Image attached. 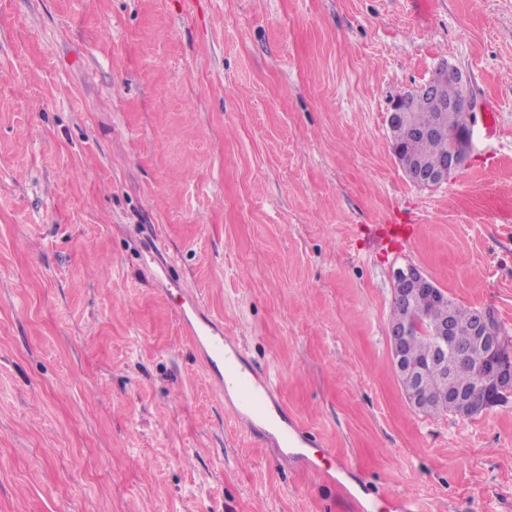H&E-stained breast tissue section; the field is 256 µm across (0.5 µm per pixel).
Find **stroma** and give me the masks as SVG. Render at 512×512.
<instances>
[{
  "label": "stroma",
  "instance_id": "obj_1",
  "mask_svg": "<svg viewBox=\"0 0 512 512\" xmlns=\"http://www.w3.org/2000/svg\"><path fill=\"white\" fill-rule=\"evenodd\" d=\"M443 63L471 149L421 187L388 113ZM394 219L417 235L386 250ZM410 264L512 342V0H0V512H512V396L405 399ZM176 284L336 484L238 424ZM373 238L379 243H392L393 238L400 237L404 242H408L412 237V229L401 224H376L370 230ZM394 300L411 304L413 295L418 291L428 292L431 297H443L438 293L432 278L423 273L418 267L407 265L404 268H397L392 274ZM394 301L393 310L390 317L391 322H402L407 318L408 311L406 306Z\"/></svg>",
  "mask_w": 512,
  "mask_h": 512
}]
</instances>
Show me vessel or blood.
<instances>
[{
    "label": "vessel or blood",
    "mask_w": 512,
    "mask_h": 512,
    "mask_svg": "<svg viewBox=\"0 0 512 512\" xmlns=\"http://www.w3.org/2000/svg\"><path fill=\"white\" fill-rule=\"evenodd\" d=\"M371 234L377 242L389 244L396 238L410 241L412 230L401 224H377ZM178 314L185 334L209 368L219 396L230 403L237 418L251 427L265 423L277 447L287 449L306 465H315L308 451L321 447L322 442L297 421L284 417L281 395L271 375L246 364L244 349L225 336L221 324L202 312L199 300L186 298Z\"/></svg>",
    "instance_id": "1"
}]
</instances>
